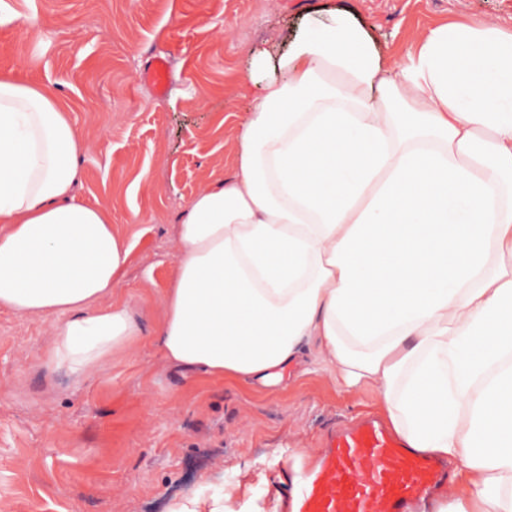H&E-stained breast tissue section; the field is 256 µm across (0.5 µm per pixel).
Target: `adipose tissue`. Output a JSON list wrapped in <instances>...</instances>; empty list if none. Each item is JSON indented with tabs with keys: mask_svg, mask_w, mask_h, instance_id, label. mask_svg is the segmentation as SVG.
<instances>
[{
	"mask_svg": "<svg viewBox=\"0 0 512 512\" xmlns=\"http://www.w3.org/2000/svg\"><path fill=\"white\" fill-rule=\"evenodd\" d=\"M252 61L236 167L175 228L162 361L266 387L315 344L454 462L447 512H512V33L442 25L400 60L333 7ZM84 151L53 92L0 70V310L95 379L142 329L115 297L132 244L75 195Z\"/></svg>",
	"mask_w": 512,
	"mask_h": 512,
	"instance_id": "1",
	"label": "adipose tissue"
}]
</instances>
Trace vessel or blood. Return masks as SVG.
Instances as JSON below:
<instances>
[{"instance_id":"b4317fda","label":"vessel or blood","mask_w":512,"mask_h":512,"mask_svg":"<svg viewBox=\"0 0 512 512\" xmlns=\"http://www.w3.org/2000/svg\"><path fill=\"white\" fill-rule=\"evenodd\" d=\"M167 57L155 55L145 75L156 92L169 81ZM447 473L434 458L366 420L329 438L318 470L292 501L293 512H412Z\"/></svg>"}]
</instances>
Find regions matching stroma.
I'll return each mask as SVG.
<instances>
[{
	"mask_svg": "<svg viewBox=\"0 0 512 512\" xmlns=\"http://www.w3.org/2000/svg\"><path fill=\"white\" fill-rule=\"evenodd\" d=\"M330 0H0V68L51 86L85 153L75 194L134 240L119 295L142 327L103 377L50 365L49 326L0 311V512H167L233 493L227 512H290L296 476L324 438L381 415L374 388H342L317 354L272 389L184 376L151 342L186 204L231 172L248 118L252 51L283 49ZM394 57L451 22L512 31V0H331ZM170 86L145 81L151 55Z\"/></svg>",
	"mask_w": 512,
	"mask_h": 512,
	"instance_id": "stroma-1",
	"label": "stroma"
}]
</instances>
